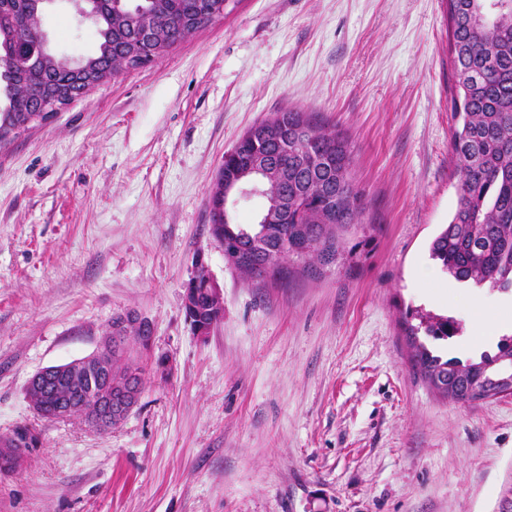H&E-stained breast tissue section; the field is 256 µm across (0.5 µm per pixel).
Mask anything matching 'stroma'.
<instances>
[{"instance_id": "35a3bbf8", "label": "stroma", "mask_w": 512, "mask_h": 512, "mask_svg": "<svg viewBox=\"0 0 512 512\" xmlns=\"http://www.w3.org/2000/svg\"><path fill=\"white\" fill-rule=\"evenodd\" d=\"M52 49L94 52L71 0L43 20ZM453 71L446 0H230L222 18L0 143V438L41 432L0 473V512H512V394L443 397L414 373L405 329L479 360L512 334V292L429 264L450 222ZM288 108L355 147L368 205L343 258L245 279L209 232L211 193L239 137ZM205 254L221 321L195 335L185 285ZM154 326L141 399L106 432L46 420L36 371L95 351L118 313ZM483 335L482 348L472 338ZM430 321L425 327V332L428 336H432L434 339H447L456 335L459 331V327L456 322L448 317L436 315L430 317Z\"/></svg>"}]
</instances>
